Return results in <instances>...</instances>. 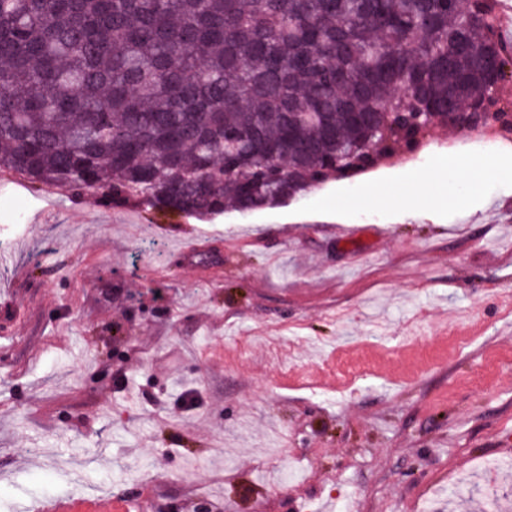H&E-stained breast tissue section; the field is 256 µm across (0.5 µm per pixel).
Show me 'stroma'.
Masks as SVG:
<instances>
[{"label": "stroma", "instance_id": "1", "mask_svg": "<svg viewBox=\"0 0 512 512\" xmlns=\"http://www.w3.org/2000/svg\"><path fill=\"white\" fill-rule=\"evenodd\" d=\"M440 155L496 169L455 194ZM421 176L415 214L365 195ZM507 288L512 143L476 132L247 215L7 175L0 512H512Z\"/></svg>", "mask_w": 512, "mask_h": 512}]
</instances>
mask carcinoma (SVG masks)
Returning a JSON list of instances; mask_svg holds the SVG:
<instances>
[{
	"mask_svg": "<svg viewBox=\"0 0 512 512\" xmlns=\"http://www.w3.org/2000/svg\"><path fill=\"white\" fill-rule=\"evenodd\" d=\"M499 0H0V168L107 205L247 214L512 105ZM408 86L413 96L399 94Z\"/></svg>",
	"mask_w": 512,
	"mask_h": 512,
	"instance_id": "cac0c4a2",
	"label": "carcinoma"
}]
</instances>
